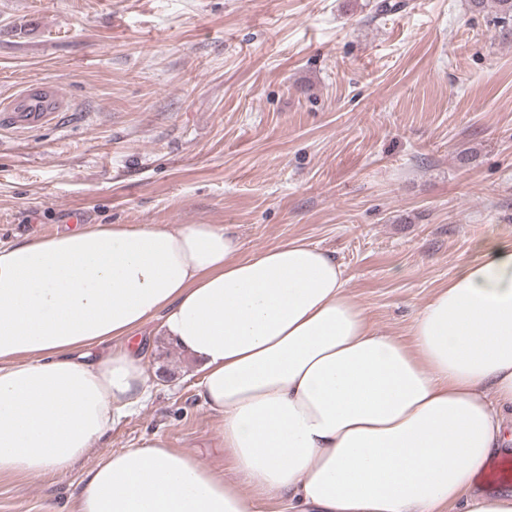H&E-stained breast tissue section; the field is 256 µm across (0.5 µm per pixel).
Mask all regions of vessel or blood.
<instances>
[{
    "instance_id": "b4317fda",
    "label": "vessel or blood",
    "mask_w": 512,
    "mask_h": 512,
    "mask_svg": "<svg viewBox=\"0 0 512 512\" xmlns=\"http://www.w3.org/2000/svg\"><path fill=\"white\" fill-rule=\"evenodd\" d=\"M70 109L71 101L59 84L47 79L30 82L0 99V128L31 133L59 122Z\"/></svg>"
}]
</instances>
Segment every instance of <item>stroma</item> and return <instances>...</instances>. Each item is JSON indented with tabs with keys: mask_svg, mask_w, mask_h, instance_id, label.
<instances>
[{
	"mask_svg": "<svg viewBox=\"0 0 512 512\" xmlns=\"http://www.w3.org/2000/svg\"><path fill=\"white\" fill-rule=\"evenodd\" d=\"M0 0V97L50 79L73 110L0 130V245L100 224H221L251 254L332 253L375 329L406 335L492 237L512 245V38L469 0ZM152 436L230 469L189 357L151 338ZM167 368L159 379L158 368ZM89 454L0 477V512H71Z\"/></svg>",
	"mask_w": 512,
	"mask_h": 512,
	"instance_id": "obj_1",
	"label": "stroma"
}]
</instances>
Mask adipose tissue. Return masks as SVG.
I'll return each instance as SVG.
<instances>
[{
  "mask_svg": "<svg viewBox=\"0 0 512 512\" xmlns=\"http://www.w3.org/2000/svg\"><path fill=\"white\" fill-rule=\"evenodd\" d=\"M378 332L329 252L245 256L220 224H100L0 246V475L70 471L74 512H512V247L489 238ZM156 324L195 365L233 478L167 447L104 445L148 401ZM120 348H113V341Z\"/></svg>",
  "mask_w": 512,
  "mask_h": 512,
  "instance_id": "obj_1",
  "label": "adipose tissue"
}]
</instances>
